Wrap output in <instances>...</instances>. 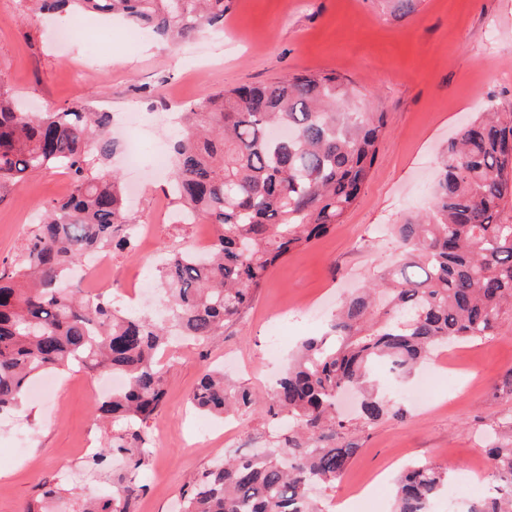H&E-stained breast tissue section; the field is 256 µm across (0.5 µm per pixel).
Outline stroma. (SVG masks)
Instances as JSON below:
<instances>
[{
  "label": "stroma",
  "mask_w": 512,
  "mask_h": 512,
  "mask_svg": "<svg viewBox=\"0 0 512 512\" xmlns=\"http://www.w3.org/2000/svg\"><path fill=\"white\" fill-rule=\"evenodd\" d=\"M57 17L28 9L24 0H0V82L37 111L84 102L111 111L115 153L107 165L132 191L127 209L156 234L134 236L131 248L108 256L99 277L112 284V303L127 307V291L162 250L213 238L206 221L176 224L165 193L167 175L152 152L140 168L124 165L127 112L179 113L210 94L243 83H268L305 71L349 79L365 112L386 115L387 132L356 204L340 224L273 267L252 302L222 336L188 343L165 367L166 398L150 423L155 456L140 470L144 492L135 512H179L188 484L223 459L220 442L205 437V422L189 398L201 373L220 365L233 382L259 397L288 362L271 356L268 328L287 322L288 342L320 334L340 300L396 264L400 249L388 227L425 209L438 160L458 129L493 104L512 108V0H420L415 13L391 19L381 0H232L224 35H199L174 46L125 25L96 21L86 39L59 44ZM65 176L44 171L16 184L0 201V261L22 250L45 201L62 198ZM512 369V326L483 343H457L435 351L423 370L434 380L424 405L405 418L358 432L360 452L343 481L328 493L344 501L379 473V512H391L397 476L413 460L476 470L486 464L483 430L512 421V398L494 386ZM48 396L29 393L23 407L0 416V512H23L43 484L63 481L62 498L47 512H76L79 496L112 490L110 467L87 466L82 448L101 450L110 423L94 408L100 382L69 370L57 373ZM222 429L223 421L209 422ZM229 424L238 451L257 453L272 442L271 422L242 411Z\"/></svg>",
  "instance_id": "1"
}]
</instances>
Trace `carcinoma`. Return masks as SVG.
Here are the masks:
<instances>
[{
    "label": "carcinoma",
    "mask_w": 512,
    "mask_h": 512,
    "mask_svg": "<svg viewBox=\"0 0 512 512\" xmlns=\"http://www.w3.org/2000/svg\"><path fill=\"white\" fill-rule=\"evenodd\" d=\"M42 12L119 17L180 43L224 28L229 0H32ZM402 18L415 0H385ZM335 73L305 72L207 97L184 113L173 143L171 204L213 224L208 249L170 252L157 268L168 318L123 312L105 296H73L60 280L85 258L132 245L112 154V113L89 104L53 112L21 108L0 87V201L18 182L62 170L67 195L43 205L22 252L0 264V413L30 382L76 366L121 373L126 386L98 411L112 437L88 464H119L112 491L78 512H134L137 475L153 459L149 423L165 389L170 333L199 345L223 334L264 284L269 269L327 233L355 203L377 160L385 113L361 112ZM512 111L490 109L464 125L444 152L428 211L392 225L401 260L341 302L326 332L300 343L269 398L207 369L191 401L224 417L258 409L278 423L264 455H224L184 496L182 512H328L326 493L359 447L357 423L402 419L404 405L376 390L382 370L404 379L437 349L488 341L512 323ZM362 393L356 420L337 412L342 392ZM494 492L463 512H512V427L487 451ZM448 468L415 462L400 474L392 512H430Z\"/></svg>",
    "instance_id": "obj_1"
}]
</instances>
